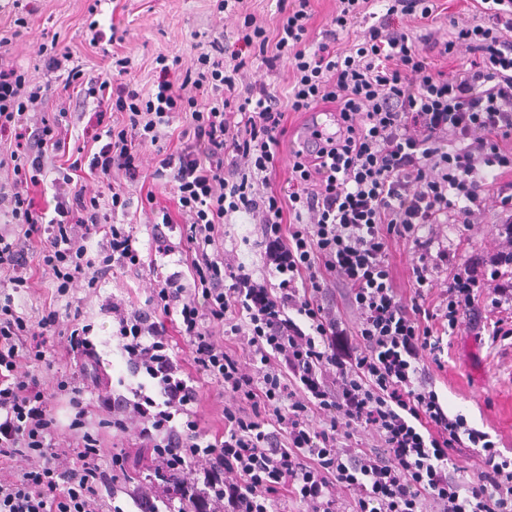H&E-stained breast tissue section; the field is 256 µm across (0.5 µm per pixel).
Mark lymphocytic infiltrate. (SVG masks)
<instances>
[{
	"mask_svg": "<svg viewBox=\"0 0 512 512\" xmlns=\"http://www.w3.org/2000/svg\"><path fill=\"white\" fill-rule=\"evenodd\" d=\"M375 0H339L323 37L312 30V0H280L274 30L244 13L238 50L220 38L196 44L195 68L183 94L169 76L165 54L154 62L153 87L131 80L133 66L117 47L125 31L103 37L86 25L90 46L107 67L91 72L73 64L58 37L40 46L42 67L64 74V85L96 90L95 123L105 139L68 158L61 130L81 99L60 97L52 82H32L0 36V206L12 224L0 231V512H100L104 494L128 482L123 453L105 457L89 429L91 405L62 375L57 394L69 397L73 445L56 444L58 422L32 366L47 360V343L62 312L50 308L29 325L14 308L15 293L32 286L28 257L53 279L57 295L74 282L97 284L112 268L155 270L147 308L126 311L105 303L133 374L143 381L130 395L104 398L111 424L134 431L149 449L147 483L127 492L136 512H276L279 501L306 512H339L336 489L352 496L351 512H512V460L487 432L449 414L424 385L422 362L443 368L445 345L437 320L456 327L475 318L484 282L493 303L512 306V251L464 262L448 284L446 307L435 317L427 299L434 274L447 264L446 248L423 236L426 225L470 224L486 200L512 210V0H474L475 14L452 20L447 40L432 25L441 0H386L369 22ZM418 21L413 35L395 26ZM366 28L337 47L341 32ZM451 60L436 69L434 58ZM288 64V96L264 79L240 85L248 67L273 71ZM56 111H47L51 99ZM336 107L337 130L315 148L295 153L291 176L265 191L290 112ZM181 121L176 145L167 127ZM155 149L145 173L141 149ZM121 171L122 182L112 180ZM173 192L181 224L159 211L151 248L136 246L134 228L116 222L130 206L131 186L147 179ZM53 189V208L37 207L32 192ZM257 221L266 273L254 276L224 257L221 228L232 214ZM96 240L90 257L87 240ZM410 241L413 295H398L389 262L393 241ZM178 255L176 267L159 259ZM347 289L357 326L337 316L326 299L332 282ZM242 338L243 350L215 339L216 330ZM180 336L188 349L179 357ZM222 386L231 399L224 429H201L195 409L199 377ZM154 394H147V386ZM321 426H313V416ZM375 431L366 451L355 434ZM475 451V472L460 483L448 470L451 454ZM30 469L11 474L16 458Z\"/></svg>",
	"mask_w": 512,
	"mask_h": 512,
	"instance_id": "1",
	"label": "lymphocytic infiltrate"
}]
</instances>
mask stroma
<instances>
[{"instance_id":"stroma-1","label":"stroma","mask_w":512,"mask_h":512,"mask_svg":"<svg viewBox=\"0 0 512 512\" xmlns=\"http://www.w3.org/2000/svg\"><path fill=\"white\" fill-rule=\"evenodd\" d=\"M92 0H29L31 16L23 35L13 40L12 60L28 70L34 81L45 82L47 74L39 69L38 50L43 28L59 32L75 63L84 69L106 66L107 61L96 53L83 36L87 7ZM122 10H113L110 0H102L95 19L101 30L115 25L128 35L121 52L129 56L134 73L143 85L149 86L157 76L151 61L157 54H177L183 66H191L195 58L194 35L208 32L210 37L234 40L239 14L219 12L216 0H122ZM325 112L317 114L288 113L286 135L269 175V185L279 188L287 180L296 149L295 132L328 120ZM507 217L500 210L487 211L481 223L466 227L460 224H433L428 228L436 241L447 245L449 252L465 259L479 256L490 259L501 250L502 238L497 232ZM224 253L250 270H261L264 247L259 227L244 214H234L224 225ZM153 276L148 270H114L98 287L77 283L67 296L78 308L79 321L91 325V338L97 346L102 364L89 368L82 378L85 399H96L106 393H124L126 386L136 384L127 357L118 345L117 324L101 306L115 299L126 305L142 307L153 293ZM55 286L41 269L33 271V286L15 295L16 311L30 324H37L45 309L56 304ZM447 363L443 369L431 370L430 379L450 414H463L469 426L488 432L498 442L505 456H512V423L502 404L512 397V335L491 340L489 335H476L468 319H461L449 337Z\"/></svg>"}]
</instances>
